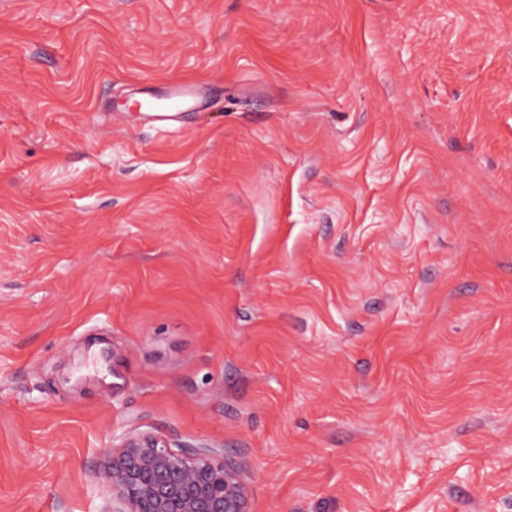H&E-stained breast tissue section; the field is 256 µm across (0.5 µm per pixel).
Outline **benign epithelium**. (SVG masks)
I'll use <instances>...</instances> for the list:
<instances>
[{
    "label": "benign epithelium",
    "mask_w": 512,
    "mask_h": 512,
    "mask_svg": "<svg viewBox=\"0 0 512 512\" xmlns=\"http://www.w3.org/2000/svg\"><path fill=\"white\" fill-rule=\"evenodd\" d=\"M98 478L112 492L110 512H250L243 470L208 446L176 451L165 437L128 434Z\"/></svg>",
    "instance_id": "7a95c632"
}]
</instances>
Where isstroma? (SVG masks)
Instances as JSON below:
<instances>
[{
  "label": "stroma",
  "mask_w": 512,
  "mask_h": 512,
  "mask_svg": "<svg viewBox=\"0 0 512 512\" xmlns=\"http://www.w3.org/2000/svg\"><path fill=\"white\" fill-rule=\"evenodd\" d=\"M128 432L512 512V0H0V512H102ZM198 93V88L193 84H175L167 89L161 105L152 103L145 109L148 112H161L151 116L152 122L169 121L174 117V115H169V112L184 110L188 102L195 99Z\"/></svg>",
  "instance_id": "35a3bbf8"
}]
</instances>
